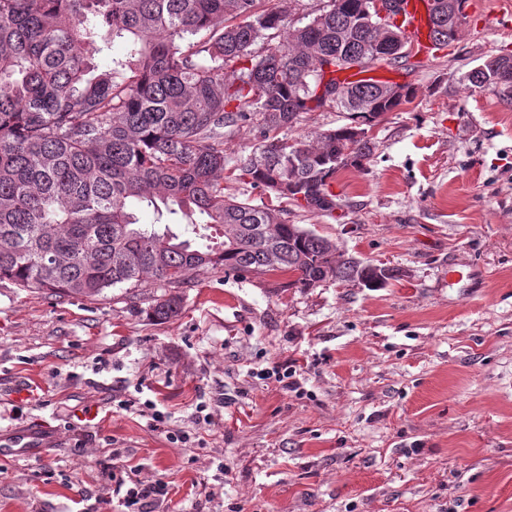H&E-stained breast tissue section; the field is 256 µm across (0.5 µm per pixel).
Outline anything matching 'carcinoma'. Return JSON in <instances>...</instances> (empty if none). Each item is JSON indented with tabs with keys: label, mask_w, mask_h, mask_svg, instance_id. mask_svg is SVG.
Instances as JSON below:
<instances>
[{
	"label": "carcinoma",
	"mask_w": 512,
	"mask_h": 512,
	"mask_svg": "<svg viewBox=\"0 0 512 512\" xmlns=\"http://www.w3.org/2000/svg\"><path fill=\"white\" fill-rule=\"evenodd\" d=\"M263 0H0V282L95 298L148 279L179 288L194 273H284L291 288L361 284L370 264L281 218L273 200L224 194V171L317 213L336 209L328 180L370 159L352 122L374 121L413 97L385 85L344 83L336 72L374 65L379 39L405 40L388 20L371 26L363 0H336L290 26ZM436 48L455 41L466 0H434ZM277 40L271 44V40ZM96 52L122 51L102 68ZM512 104V55L464 75ZM325 84L330 99L318 95ZM339 97H334V94ZM348 113L315 144L277 137L302 112ZM255 123L257 143L228 165L224 139ZM299 185L288 196L279 183ZM154 220L141 223L139 211ZM192 236L174 232L178 220ZM181 297L155 300L158 320Z\"/></svg>",
	"instance_id": "1"
}]
</instances>
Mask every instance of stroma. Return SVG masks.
Segmentation results:
<instances>
[{
  "instance_id": "35a3bbf8",
  "label": "stroma",
  "mask_w": 512,
  "mask_h": 512,
  "mask_svg": "<svg viewBox=\"0 0 512 512\" xmlns=\"http://www.w3.org/2000/svg\"><path fill=\"white\" fill-rule=\"evenodd\" d=\"M464 12L447 48L374 66L414 96L330 180L335 210L286 206L397 269L386 286L218 269L156 321L166 288L151 280L93 299L0 282V439L58 435L0 456V512H122L117 463L162 483L159 512H512V105L463 80L512 54V0ZM346 122L303 112L280 135ZM452 267L466 277L451 286ZM291 360L300 393L253 375ZM181 310V297L178 294L169 293L155 300L150 307L151 314L158 320H167L177 316ZM56 434L44 429L25 428L14 432L5 448H42L47 441L56 439Z\"/></svg>"
}]
</instances>
